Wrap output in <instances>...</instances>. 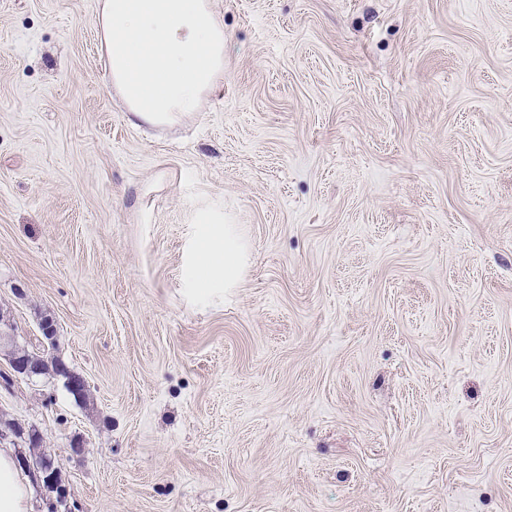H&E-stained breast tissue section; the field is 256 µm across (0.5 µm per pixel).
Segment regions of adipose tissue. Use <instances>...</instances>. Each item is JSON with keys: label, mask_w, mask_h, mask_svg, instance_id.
Here are the masks:
<instances>
[{"label": "adipose tissue", "mask_w": 512, "mask_h": 512, "mask_svg": "<svg viewBox=\"0 0 512 512\" xmlns=\"http://www.w3.org/2000/svg\"><path fill=\"white\" fill-rule=\"evenodd\" d=\"M111 83L141 123L171 124L194 112L224 70V26L211 0H100L95 19ZM243 246L214 233L198 247L201 289L232 287ZM36 484L15 449L0 446V512H34Z\"/></svg>", "instance_id": "1"}]
</instances>
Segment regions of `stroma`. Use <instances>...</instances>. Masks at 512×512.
<instances>
[{
    "label": "stroma",
    "mask_w": 512,
    "mask_h": 512,
    "mask_svg": "<svg viewBox=\"0 0 512 512\" xmlns=\"http://www.w3.org/2000/svg\"><path fill=\"white\" fill-rule=\"evenodd\" d=\"M98 3L0 0V331L53 317L87 382L0 381L62 466L37 512H512V0H212L166 126ZM224 240V242H223ZM245 263L243 246L231 240L229 225H224V237L213 233L198 247L195 268L198 288L207 290L216 282L224 280V287H232Z\"/></svg>",
    "instance_id": "1"
}]
</instances>
